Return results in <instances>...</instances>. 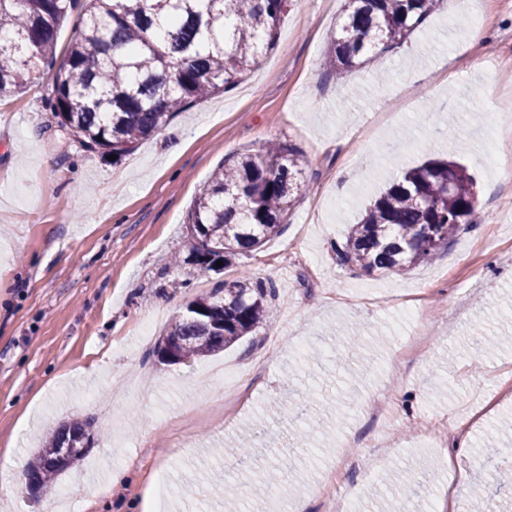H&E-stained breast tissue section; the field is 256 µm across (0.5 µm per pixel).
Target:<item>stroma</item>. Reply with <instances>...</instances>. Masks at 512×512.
<instances>
[{"label": "stroma", "instance_id": "1", "mask_svg": "<svg viewBox=\"0 0 512 512\" xmlns=\"http://www.w3.org/2000/svg\"><path fill=\"white\" fill-rule=\"evenodd\" d=\"M344 0H291L274 48L228 93L178 113L118 163L57 127L45 96L54 68L0 105V466L32 458L43 434L92 417L95 444L57 483L0 512H141L156 472L170 493L155 512H435L456 498L498 499L490 475L512 458V143H490L512 120V0H447L397 50L343 76L326 63ZM479 37H471V27ZM297 147L304 185L278 235L222 274L174 269L186 213L213 170L269 141ZM449 158L477 181L480 222L428 262L367 274L335 248L402 170ZM273 283L265 327L194 366L165 365L155 347L171 320L218 281ZM147 315L150 336L135 333ZM266 368L228 408L204 370ZM386 414L369 420L367 408ZM256 472L224 444L255 423ZM459 428L483 448L424 442ZM132 473L96 507L93 482L113 457ZM278 476L269 490L257 474ZM431 472L412 499L383 480Z\"/></svg>", "mask_w": 512, "mask_h": 512}]
</instances>
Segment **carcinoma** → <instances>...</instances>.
Wrapping results in <instances>:
<instances>
[{"label": "carcinoma", "mask_w": 512, "mask_h": 512, "mask_svg": "<svg viewBox=\"0 0 512 512\" xmlns=\"http://www.w3.org/2000/svg\"><path fill=\"white\" fill-rule=\"evenodd\" d=\"M327 59L337 76L401 45L445 0H345ZM290 0H0V104L24 93L35 66L56 68L47 102L58 127L116 160L177 112L226 93L274 46ZM81 23L57 55L60 23ZM299 151L270 143L213 171L186 219L178 267L219 273L275 235L302 187ZM478 223L475 179L459 164L403 171L352 225L337 257L368 273L400 272L429 259L461 226ZM222 266H216V262ZM277 291L260 279L222 280L169 324L177 363L201 361L258 333ZM93 420L51 430L30 463L29 487L50 485L94 444Z\"/></svg>", "instance_id": "carcinoma-1"}]
</instances>
